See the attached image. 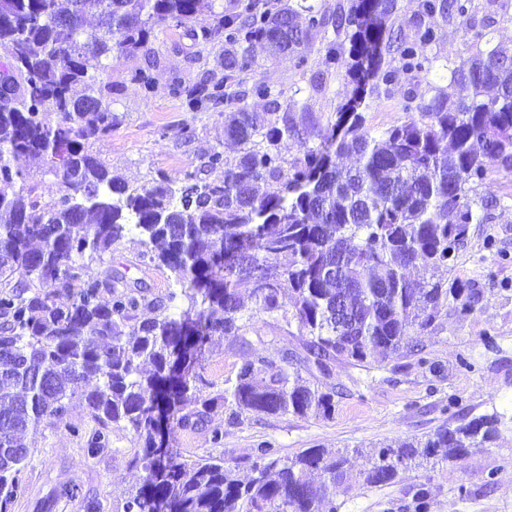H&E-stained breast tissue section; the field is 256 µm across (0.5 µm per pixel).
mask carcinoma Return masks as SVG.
I'll list each match as a JSON object with an SVG mask.
<instances>
[{
  "label": "carcinoma",
  "mask_w": 512,
  "mask_h": 512,
  "mask_svg": "<svg viewBox=\"0 0 512 512\" xmlns=\"http://www.w3.org/2000/svg\"><path fill=\"white\" fill-rule=\"evenodd\" d=\"M374 2L370 11L353 0L331 14L308 5L301 25L289 0L245 16L216 11V0H0V70L12 67L11 81L0 82V510L32 456L23 435L46 426L78 433L68 422L78 404L100 426L91 452L105 447L114 424L143 443L135 457L143 475L126 512H336L330 495L348 478L340 450L285 458L258 448L242 479L220 456L186 459L160 450L157 437L162 411L185 428L221 407L229 424L243 415L328 416L333 395L311 387L302 370L413 353L412 335L433 327L448 297L465 293L429 274L451 265L452 245L464 243L470 225L490 219L494 199L471 196L488 168L512 170V52L477 50L467 69L451 72L457 92L412 93L402 107L407 119L375 131L359 107L389 92L391 62L414 79L430 72L421 48L435 44L436 31L426 19L470 25L475 16L473 0H420L407 35L389 26L397 0ZM169 25L195 45L224 36V74L174 83L193 111L224 103L226 84L255 64L256 48L302 65L329 28L336 38L323 63L345 68L355 93L315 135L278 112L259 82L253 93L272 111L240 103L224 113L234 157L214 151L179 181L161 176L131 187L92 150L120 121L107 60L155 57L151 37ZM288 141L300 146L291 162L282 152ZM349 153L353 167L332 160ZM21 157L45 160L64 192L51 200L36 193L14 164ZM217 168L221 178L204 177ZM132 233L144 247L141 264L169 271L166 293L131 281L126 267L104 278L90 273V262ZM245 294L257 312L297 321L303 355L257 354L212 394L198 363L212 337L239 335ZM338 299L350 315L343 328ZM143 308L155 316L139 319ZM501 424L497 414L482 415L422 444L381 448L359 478L378 486L423 459L457 460L489 447ZM313 473L322 477L317 490Z\"/></svg>",
  "instance_id": "carcinoma-1"
}]
</instances>
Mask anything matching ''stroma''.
Here are the masks:
<instances>
[{
    "label": "stroma",
    "mask_w": 512,
    "mask_h": 512,
    "mask_svg": "<svg viewBox=\"0 0 512 512\" xmlns=\"http://www.w3.org/2000/svg\"><path fill=\"white\" fill-rule=\"evenodd\" d=\"M473 5L477 15L492 16L493 24L469 28L434 18L438 40L424 50L433 65L428 79L396 73L389 94L367 99L368 126L382 129L404 121L402 104L409 92L425 95L431 85L447 86L452 70L467 65L477 50L512 48V0H473ZM154 46L158 54L151 61L139 54L110 59L113 108L122 121L111 136L93 146L103 163L133 186L161 174L182 178L211 151L231 156L236 150L224 138L223 108L188 111L171 86L173 77L190 85L203 69H220L223 59L217 50L206 49L203 61H196V47L172 26L157 30ZM324 54V43L317 39L302 68L287 55H258L256 64L240 74L237 89L245 93L252 111L263 113L269 109L267 99L250 90L255 83H265L297 121L313 129L326 126L338 105L351 97L353 83L345 71L326 68ZM147 65L154 85L146 91L132 82L131 74ZM186 125L194 130L188 140L180 135ZM479 192L496 197L490 220L470 225L453 267L435 272L445 284L465 285L468 293L464 301L449 300L433 329L415 334L417 353L366 366L336 360L327 371L307 372L312 385L333 393L331 417L247 415L228 425L219 408L209 415L206 426L172 429L166 444L193 459L224 455L243 471L263 445L277 448L283 457L307 448H340L348 450L349 467L356 472L364 468L371 447L424 439L461 420L495 412L505 422L491 447L471 450L453 463L400 471L383 486L351 481L337 488L334 501L337 512H416L415 495L422 489L429 512H512V171L490 166ZM140 250L137 235L126 236L111 261L91 263L90 271L103 277L111 265L125 264L131 279L141 280L152 293H165L166 273L138 267ZM463 305L469 309L464 317L458 313ZM245 308L253 316L242 335L215 337L200 367L212 392L223 391L254 352L274 356L300 348L297 325L255 312L250 301ZM71 421L78 434L48 426L27 435L34 453L9 512H125L142 476L133 462L140 441L131 428L116 426L106 449L93 455L88 442L96 422L80 406L73 408ZM216 426L224 430L217 445L210 434ZM64 486L78 488L79 497L60 496ZM462 486L470 489V496L459 495Z\"/></svg>",
    "instance_id": "35a3bbf8"
}]
</instances>
